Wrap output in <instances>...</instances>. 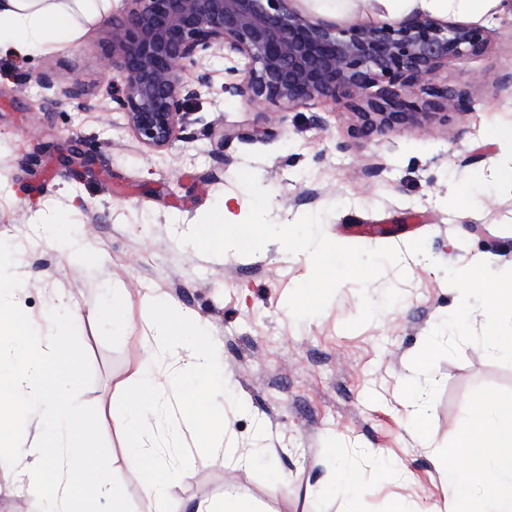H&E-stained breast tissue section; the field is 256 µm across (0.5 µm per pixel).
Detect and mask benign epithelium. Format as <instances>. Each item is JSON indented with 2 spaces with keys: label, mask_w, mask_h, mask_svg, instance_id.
<instances>
[{
  "label": "benign epithelium",
  "mask_w": 512,
  "mask_h": 512,
  "mask_svg": "<svg viewBox=\"0 0 512 512\" xmlns=\"http://www.w3.org/2000/svg\"><path fill=\"white\" fill-rule=\"evenodd\" d=\"M129 16L112 28V101L138 141L164 151L188 118L186 103L206 85L183 79L208 55L248 60L242 79L228 88L255 105L290 109L318 98L346 99L361 134L413 129L439 112L448 91L430 83L451 58L480 53L481 30L417 17L399 24L338 26L313 22L293 0H131ZM61 165L87 164L79 142Z\"/></svg>",
  "instance_id": "benign-epithelium-1"
}]
</instances>
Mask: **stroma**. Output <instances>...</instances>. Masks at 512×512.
<instances>
[{
	"label": "stroma",
	"mask_w": 512,
	"mask_h": 512,
	"mask_svg": "<svg viewBox=\"0 0 512 512\" xmlns=\"http://www.w3.org/2000/svg\"><path fill=\"white\" fill-rule=\"evenodd\" d=\"M129 10L128 0H112L111 12L72 48L0 54V239L17 250L23 310L44 327L59 302L79 310L78 336L94 374L80 400L102 410L133 384L145 356L149 317L141 297L171 302L199 317L221 343L229 435L241 442L260 435L276 450L258 455L239 478L265 512H344L340 495L316 492L340 460L361 475L365 512H386L397 497L412 512H428L444 500L435 447L452 443L470 399L512 393V360L481 345L480 297L470 299V336L438 333L466 260L489 257L492 279L512 268L511 184H478L469 207L448 205L451 191L500 155L489 126L512 128V94L500 87L512 72V14L482 19L489 32L484 51L435 71L433 84L465 92L470 104L463 114L449 109L447 121L364 137L345 100L315 99L291 110L249 105L225 93L238 76L217 55L187 68L185 80L205 74L210 84L188 102L178 139L158 153L117 111L113 73L103 66L112 55V26ZM42 77L59 88L80 84L81 94L51 97L37 84ZM225 126L236 136L223 143L217 133ZM77 140L91 160L75 175L57 158ZM245 167L270 191L274 222L321 211L332 240L396 248L401 261L386 265L369 293L377 299L395 287L401 301L345 329L361 306L358 285L347 281L320 316L298 322L287 299L311 271L307 254L288 255L272 242L253 255L212 258L181 244L183 229L213 206L246 217L240 203L248 194L237 180ZM52 210L66 211L83 237L80 264L69 262L61 237L31 232L32 218ZM365 223L403 231L362 241L339 230ZM416 246L425 255L417 263L408 258ZM116 288L133 304L129 322L113 323L109 314ZM432 334L434 368L423 375L417 351ZM404 384L429 404L432 447H419L412 432L401 404ZM184 415L181 400L172 398L154 431L182 472L167 491L168 512H195L199 502L220 498L227 478L223 459L201 446L207 426ZM100 426L134 512H155L144 492L148 473L125 465L121 429L107 417ZM0 512H38L32 485L10 470H0Z\"/></svg>",
	"instance_id": "1"
}]
</instances>
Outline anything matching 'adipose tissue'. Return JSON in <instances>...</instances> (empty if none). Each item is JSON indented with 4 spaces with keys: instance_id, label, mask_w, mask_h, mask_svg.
I'll return each mask as SVG.
<instances>
[{
    "instance_id": "1",
    "label": "adipose tissue",
    "mask_w": 512,
    "mask_h": 512,
    "mask_svg": "<svg viewBox=\"0 0 512 512\" xmlns=\"http://www.w3.org/2000/svg\"><path fill=\"white\" fill-rule=\"evenodd\" d=\"M112 0H0V54L24 56L37 50L46 54L74 46L87 25L107 13ZM388 17L405 19L415 15L468 16L474 19L506 9L505 0H380ZM488 258L476 257L461 270L465 286L459 291L453 317L457 330H464L463 316L470 293H478L491 325L483 346L494 356L512 358V273L488 278ZM143 304L152 310L150 341L140 365L139 381L124 403L112 407L110 417L120 418L130 441L127 462L135 470L154 468L155 479L146 492L162 501L169 483L178 473L155 454L150 433L158 422L168 394L181 391L187 410L204 422L217 437L210 443L213 456L234 460L235 471H245L260 442L245 446L226 445L224 409L218 405L203 378L221 365L214 341L197 330L196 317L182 309L164 305L152 297ZM179 352L174 367L159 371L162 350ZM446 487L445 501L462 505V512H512V395L475 399L470 416L457 442L437 463Z\"/></svg>"
}]
</instances>
